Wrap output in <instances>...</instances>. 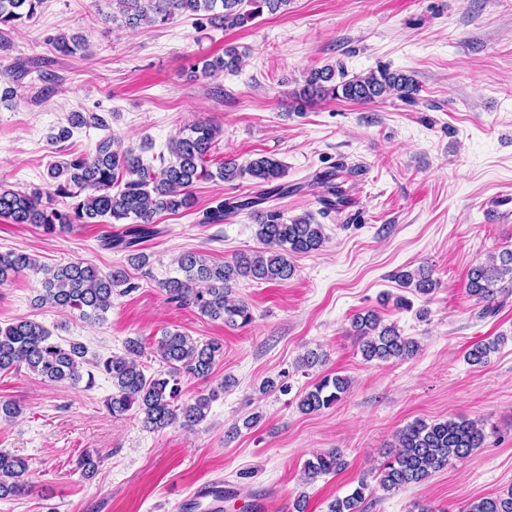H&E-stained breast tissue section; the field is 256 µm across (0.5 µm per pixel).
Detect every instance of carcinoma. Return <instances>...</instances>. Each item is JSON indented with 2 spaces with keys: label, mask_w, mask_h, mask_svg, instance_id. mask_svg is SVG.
<instances>
[{
  "label": "carcinoma",
  "mask_w": 512,
  "mask_h": 512,
  "mask_svg": "<svg viewBox=\"0 0 512 512\" xmlns=\"http://www.w3.org/2000/svg\"><path fill=\"white\" fill-rule=\"evenodd\" d=\"M124 22L129 27L143 23L164 25L176 15L196 17L200 26L233 29L242 28L264 12L274 14L290 4V0H114ZM44 0H0V27L14 28L33 19ZM84 38L61 36L55 47L68 54L81 50ZM242 52L234 46L224 47V53L205 57L195 73L214 78L224 72L239 69ZM420 91L412 73L380 67L365 75L347 78L343 70L332 65L310 70L304 85L294 92L298 111L317 100L346 99L372 102L394 95L413 102ZM88 124L81 112H72L68 125L60 126L51 139L65 142L73 130ZM219 128L200 121L186 133L172 138L170 160L160 159V167L144 162L135 148L122 147L115 137H105L87 155L51 164L47 179L52 191L26 192L0 184V217L13 224H33L47 233L63 231L73 224H100L110 218L126 220L122 230L101 237L102 246L125 253L127 264L140 269L150 263L148 254L139 245L160 231L155 217L161 213L175 214L193 204L191 189L201 180L219 178L226 182L248 179L257 191L252 195L232 196L209 208L200 220L202 224H221L224 220L247 211L256 225V238L263 250L240 252L229 261L217 263L208 255L187 251L176 258L177 275L159 283L167 300L183 308H194L212 320L245 327L253 316L248 304L233 298L234 288L242 280L257 283H277L291 279L295 273L292 258L322 250L328 237L324 225L310 214L288 218L278 207L269 204L272 198L284 197L295 188L283 182L284 165L271 157L261 156L240 165L226 159L217 171L208 168V156L214 147ZM335 172L326 171L318 177L326 187L321 203L333 209L342 202V191L332 183ZM69 200L66 207H54V198ZM36 258L25 252L0 254V281L24 270H38ZM434 271L427 265L399 270L393 274L398 285L415 294L429 295L439 285ZM122 267L101 273L95 266L80 260L43 270L33 305H46L61 310H77L85 319L100 320L112 307L116 290L127 293L133 289ZM512 288V249L492 254L488 260L473 266L468 274L467 290L481 302L493 303L505 291L503 283ZM351 331L361 343V353L367 361L407 359L416 354V341L402 336L393 326L381 324L373 311L358 313L351 320ZM496 350V343H477L467 354L473 366L487 363ZM223 352L217 340L198 342L177 329L165 330L157 341L156 354L167 371L146 375L139 363L145 346L139 338L125 341V353L107 357L95 355L86 360L87 347L81 342L63 344L53 338L43 324L20 318L5 327L0 326V370L26 367L41 380L51 383L95 385L94 371H83L89 363L95 371L112 379V394L104 406L114 417L130 411L139 415L143 428L150 432L172 425L192 429L207 416L212 402L234 385L226 378L216 388L181 398L180 378L206 379ZM348 378L325 376L305 391L298 401L303 414L318 413L340 401L350 389ZM485 433L481 423L466 418L457 420L415 421L397 434L393 457L377 469L374 479L387 492L424 483L434 473L444 469L453 459H465L482 447ZM101 458L88 452L77 461L85 479L98 471ZM347 468L343 452L337 448L317 453L306 461L304 470L309 479L336 474ZM32 488L27 461L0 449V499L19 496ZM369 490L368 476L357 480L350 494L334 500L328 512H362L361 505ZM466 512H512V486L494 495L481 497L469 504Z\"/></svg>",
  "instance_id": "cac0c4a2"
}]
</instances>
